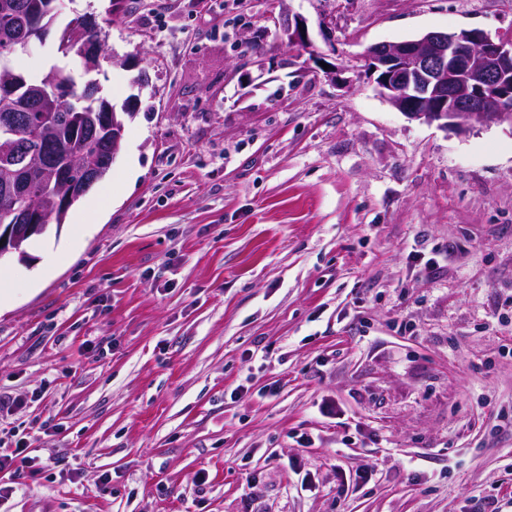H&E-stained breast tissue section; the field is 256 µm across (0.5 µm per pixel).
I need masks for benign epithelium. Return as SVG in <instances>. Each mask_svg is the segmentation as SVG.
Instances as JSON below:
<instances>
[{
    "instance_id": "obj_1",
    "label": "benign epithelium",
    "mask_w": 512,
    "mask_h": 512,
    "mask_svg": "<svg viewBox=\"0 0 512 512\" xmlns=\"http://www.w3.org/2000/svg\"><path fill=\"white\" fill-rule=\"evenodd\" d=\"M287 44L311 48L307 23L295 17L282 29ZM367 69L376 74L379 94L408 118L438 123L465 135L480 124L512 127V33L493 36L481 29L430 31L414 39L383 42L364 52ZM67 202L96 178V167L76 157L57 174ZM43 228L42 215L30 211L24 224H0V252L20 248L33 231Z\"/></svg>"
}]
</instances>
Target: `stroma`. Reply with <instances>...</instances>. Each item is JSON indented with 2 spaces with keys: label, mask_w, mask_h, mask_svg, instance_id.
<instances>
[{
  "label": "stroma",
  "mask_w": 512,
  "mask_h": 512,
  "mask_svg": "<svg viewBox=\"0 0 512 512\" xmlns=\"http://www.w3.org/2000/svg\"><path fill=\"white\" fill-rule=\"evenodd\" d=\"M77 14L135 115L78 247L76 204L0 261V448L37 455L0 512H512V127L363 61L512 0H62L24 72ZM282 36L286 38L288 46H297L302 50H309L311 43L307 34V23L302 17L296 16L294 24L282 29Z\"/></svg>",
  "instance_id": "stroma-1"
}]
</instances>
